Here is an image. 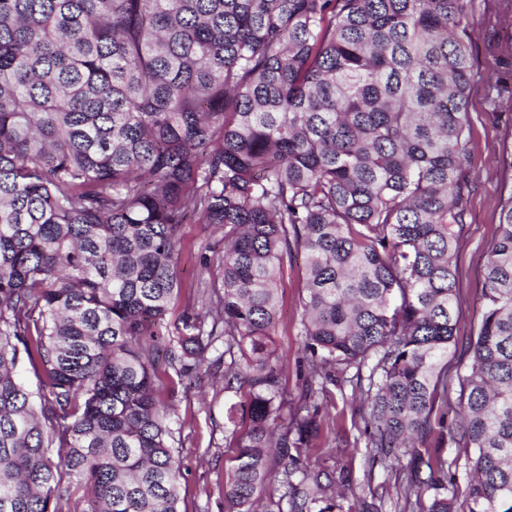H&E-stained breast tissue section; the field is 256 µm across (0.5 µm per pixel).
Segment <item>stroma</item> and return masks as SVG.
Wrapping results in <instances>:
<instances>
[{"instance_id":"1","label":"stroma","mask_w":512,"mask_h":512,"mask_svg":"<svg viewBox=\"0 0 512 512\" xmlns=\"http://www.w3.org/2000/svg\"><path fill=\"white\" fill-rule=\"evenodd\" d=\"M485 0H471L464 25L474 32L472 54L479 78L469 99L470 156L466 174L471 184L466 203V229L457 246L460 321L457 348L465 350L481 320L479 297L484 254L499 223L498 198L501 171L496 159L503 145L512 142V108L495 105L493 84L499 74L503 50L512 44V20L485 23ZM224 251V233L205 224L183 227L178 270L183 288L195 287L207 277L205 257ZM302 260L288 263L278 285L279 324L273 336L281 369V384L289 402H297L306 372L302 310ZM219 350L211 349L201 366L206 378L192 388H177L174 407V453L181 466V512H228L224 485L239 453L233 426H245V413L229 424L225 410L235 403L245 406L242 393L223 389L211 375L223 374ZM351 383L337 381L330 387L325 407L326 423L311 451L300 456L301 467L318 474L322 484L346 481L353 490L343 506L348 512H402L409 487L405 468L408 457L388 462L370 460L360 437L363 424Z\"/></svg>"}]
</instances>
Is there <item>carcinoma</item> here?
Returning a JSON list of instances; mask_svg holds the SVG:
<instances>
[{"label": "carcinoma", "instance_id": "obj_1", "mask_svg": "<svg viewBox=\"0 0 512 512\" xmlns=\"http://www.w3.org/2000/svg\"><path fill=\"white\" fill-rule=\"evenodd\" d=\"M469 3L0 0V512H180L165 396L219 340L249 416L229 512L280 480L290 512H344L291 449L315 447L318 396L351 368L370 453L411 455L409 512H512V186L450 363ZM496 93L512 103V62ZM193 220L224 254L167 338ZM295 251L310 358L284 418ZM446 447L473 451L462 491Z\"/></svg>", "mask_w": 512, "mask_h": 512}]
</instances>
